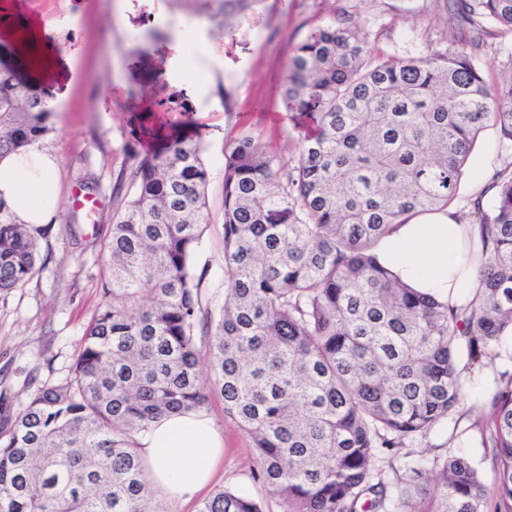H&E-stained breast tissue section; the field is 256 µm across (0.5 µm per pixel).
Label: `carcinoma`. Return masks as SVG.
Returning a JSON list of instances; mask_svg holds the SVG:
<instances>
[{
  "mask_svg": "<svg viewBox=\"0 0 512 512\" xmlns=\"http://www.w3.org/2000/svg\"><path fill=\"white\" fill-rule=\"evenodd\" d=\"M444 52L368 46L348 22L307 36L283 99L293 164L243 135L224 148V302L201 311L193 256L208 225L200 140L171 138L131 173L106 244L103 299L65 377L28 395L0 430V512H164L136 437L164 416L224 399L284 512H385L375 461L426 433L463 397L468 364L512 331V163L497 170L482 227L480 285L454 312L378 259L393 228L444 210L480 134L512 143V52L490 83L488 28L512 37V0H448ZM48 94L0 78V155L53 131ZM37 238L0 207V294L35 272ZM210 371L198 370V332ZM495 448L494 512H512V375L480 424ZM479 470L435 458L410 469L394 512H487ZM199 512H263L221 489Z\"/></svg>",
  "mask_w": 512,
  "mask_h": 512,
  "instance_id": "cac0c4a2",
  "label": "carcinoma"
}]
</instances>
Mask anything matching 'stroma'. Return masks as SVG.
Here are the masks:
<instances>
[{
	"mask_svg": "<svg viewBox=\"0 0 512 512\" xmlns=\"http://www.w3.org/2000/svg\"><path fill=\"white\" fill-rule=\"evenodd\" d=\"M346 18L371 46L403 56L449 46L443 0H0V70L31 52L74 62L45 142L62 157L58 209L38 237L33 277L0 296L1 420L73 363L102 301L104 243L132 194L131 173L169 134L199 136L204 147L210 223L193 270L202 308L223 302L224 148L247 133L292 162L298 133L282 98L288 59L311 31ZM199 65L207 82L190 86ZM505 371L512 373L506 341L496 365L464 372V405L404 452L378 458L383 481L396 486L418 459L457 455L493 486L492 449L474 423ZM205 411L224 437V456L209 487L187 501L164 500L166 512H197L222 487L250 495L263 512H283L258 477L250 438L225 419L219 393Z\"/></svg>",
	"mask_w": 512,
	"mask_h": 512,
	"instance_id": "1",
	"label": "stroma"
}]
</instances>
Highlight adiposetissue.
I'll list each match as a JSON object with an SVG mask.
<instances>
[{"label": "adipose tissue", "instance_id": "1", "mask_svg": "<svg viewBox=\"0 0 512 512\" xmlns=\"http://www.w3.org/2000/svg\"><path fill=\"white\" fill-rule=\"evenodd\" d=\"M60 164L57 152L39 142L0 158V205L30 229L49 223L57 206ZM480 243V225L463 221L451 207L397 225L380 254L402 282L463 308L479 286ZM222 445L213 420L202 411L162 418L138 438L152 485L172 500L185 499L209 483Z\"/></svg>", "mask_w": 512, "mask_h": 512}]
</instances>
